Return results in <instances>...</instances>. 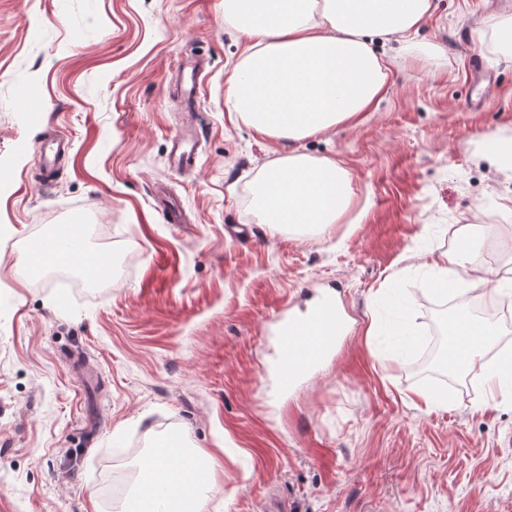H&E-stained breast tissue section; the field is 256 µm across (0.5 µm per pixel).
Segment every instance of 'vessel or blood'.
I'll return each mask as SVG.
<instances>
[{
  "label": "vessel or blood",
  "mask_w": 512,
  "mask_h": 512,
  "mask_svg": "<svg viewBox=\"0 0 512 512\" xmlns=\"http://www.w3.org/2000/svg\"><path fill=\"white\" fill-rule=\"evenodd\" d=\"M207 66V59L199 56L194 59L190 70L178 74L174 88L185 102H195ZM197 162L195 141L175 136L171 149L172 167L187 170L196 167ZM154 203L166 222L180 223L183 208L165 190L156 192ZM344 329L342 314L331 301L323 303L310 315L291 314L283 318L278 330L279 390L290 391L307 378L335 348Z\"/></svg>",
  "instance_id": "vessel-or-blood-1"
}]
</instances>
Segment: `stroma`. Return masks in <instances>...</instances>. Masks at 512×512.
<instances>
[{"instance_id":"35a3bbf8","label":"stroma","mask_w":512,"mask_h":512,"mask_svg":"<svg viewBox=\"0 0 512 512\" xmlns=\"http://www.w3.org/2000/svg\"><path fill=\"white\" fill-rule=\"evenodd\" d=\"M501 11L512 0H434L380 104L299 142L336 158L354 196L345 223L301 231L254 210L259 167L288 145L229 119L247 40L224 0H0V512H119L171 433L213 463L207 512H512V402L472 372L419 378L385 339L397 318L428 334L443 304L428 287L467 225L484 227L481 270L512 275V168L481 151L486 134L512 140V45L486 23ZM195 55L199 163L178 171L174 77ZM49 136L71 147L46 184ZM160 184L190 223L163 220ZM76 210L111 276L18 277L24 246ZM327 295L348 338L281 393L276 323ZM76 350L92 392L66 363ZM424 389L446 404H417Z\"/></svg>"}]
</instances>
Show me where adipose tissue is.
<instances>
[{
    "instance_id": "ef3b65f1",
    "label": "adipose tissue",
    "mask_w": 512,
    "mask_h": 512,
    "mask_svg": "<svg viewBox=\"0 0 512 512\" xmlns=\"http://www.w3.org/2000/svg\"><path fill=\"white\" fill-rule=\"evenodd\" d=\"M432 9L433 0H224L225 25L250 39L232 68L226 109L236 124L292 145L258 173L262 223L321 228L349 209L347 171L294 145L371 111L391 73L373 42L409 43ZM455 335L462 371H479L492 393L512 380L511 353L491 366L484 361L495 343L492 324L471 319L457 324ZM212 486L208 477L172 476L169 464L150 457L124 512H178L185 497L205 512Z\"/></svg>"
}]
</instances>
